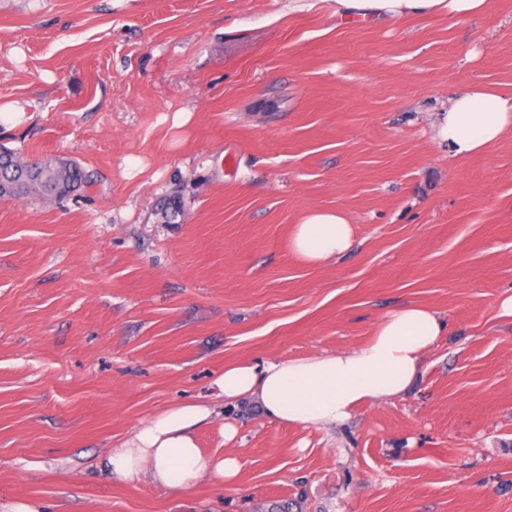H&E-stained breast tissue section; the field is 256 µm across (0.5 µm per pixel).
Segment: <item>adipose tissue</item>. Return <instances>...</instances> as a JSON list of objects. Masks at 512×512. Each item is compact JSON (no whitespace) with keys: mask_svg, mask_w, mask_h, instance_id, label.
Returning <instances> with one entry per match:
<instances>
[{"mask_svg":"<svg viewBox=\"0 0 512 512\" xmlns=\"http://www.w3.org/2000/svg\"><path fill=\"white\" fill-rule=\"evenodd\" d=\"M339 18L366 23L394 22L409 16L468 18L486 0H334ZM512 133V97L476 83L451 99L438 125L450 156L483 153ZM356 241L355 227L342 210L312 208L294 227L290 249L300 260L321 264L344 255ZM444 330L436 311L409 306L387 313L371 339L345 351L289 357L263 363L225 366L216 385L231 402L257 405L271 420L305 428H327L349 421L365 404L405 395L426 353ZM212 409L185 404L158 414L138 427L121 447L107 453L112 476L127 481L148 478L158 486L183 491L207 476L235 485L237 457L205 455L197 431Z\"/></svg>","mask_w":512,"mask_h":512,"instance_id":"ef3b65f1","label":"adipose tissue"}]
</instances>
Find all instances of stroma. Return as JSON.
<instances>
[{
	"mask_svg": "<svg viewBox=\"0 0 512 512\" xmlns=\"http://www.w3.org/2000/svg\"><path fill=\"white\" fill-rule=\"evenodd\" d=\"M473 83L512 96V0L384 24L330 0H0V145L88 176L0 200V501L512 512V134L466 159L435 139ZM311 208L345 211L355 248L297 259ZM410 304L445 336L406 395L342 426L218 395L226 364L348 350ZM191 403L235 486L109 475L110 449Z\"/></svg>",
	"mask_w": 512,
	"mask_h": 512,
	"instance_id": "35a3bbf8",
	"label": "stroma"
}]
</instances>
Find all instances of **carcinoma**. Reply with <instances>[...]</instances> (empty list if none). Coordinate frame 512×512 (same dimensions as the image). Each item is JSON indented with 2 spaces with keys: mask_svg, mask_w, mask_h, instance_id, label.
I'll list each match as a JSON object with an SVG mask.
<instances>
[{
  "mask_svg": "<svg viewBox=\"0 0 512 512\" xmlns=\"http://www.w3.org/2000/svg\"><path fill=\"white\" fill-rule=\"evenodd\" d=\"M84 173L69 157L47 160L44 168L33 174L23 169V161L12 149L0 146V199L39 196L63 197L82 184Z\"/></svg>",
  "mask_w": 512,
  "mask_h": 512,
  "instance_id": "carcinoma-1",
  "label": "carcinoma"
}]
</instances>
